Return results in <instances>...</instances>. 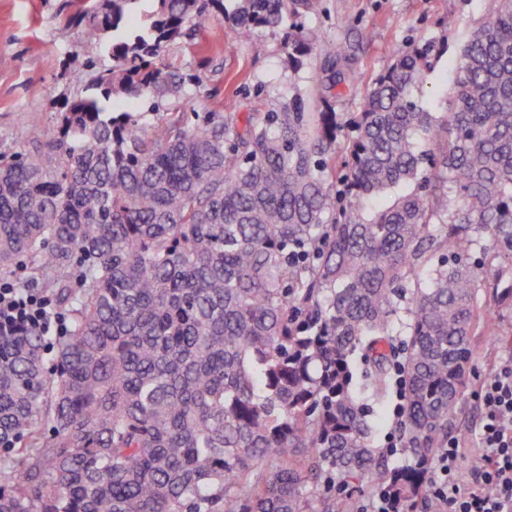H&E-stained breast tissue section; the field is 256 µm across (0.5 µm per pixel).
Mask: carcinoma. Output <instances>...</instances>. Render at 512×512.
Returning <instances> with one entry per match:
<instances>
[{
  "label": "carcinoma",
  "instance_id": "carcinoma-1",
  "mask_svg": "<svg viewBox=\"0 0 512 512\" xmlns=\"http://www.w3.org/2000/svg\"><path fill=\"white\" fill-rule=\"evenodd\" d=\"M140 2H88L76 21L112 66L51 137L0 152V280L68 319L50 345L0 334V512H358L347 494L315 508L328 474L416 512L427 470L387 466L367 401L400 383V452L426 464L472 336L512 347L485 318L512 308V0H487L440 117L413 97L425 41L346 121L341 51L317 112L294 93L155 129L187 94L168 44L279 28L297 72L322 33L298 22L310 0Z\"/></svg>",
  "mask_w": 512,
  "mask_h": 512
}]
</instances>
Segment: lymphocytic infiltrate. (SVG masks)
<instances>
[{"instance_id": "1", "label": "lymphocytic infiltrate", "mask_w": 512, "mask_h": 512, "mask_svg": "<svg viewBox=\"0 0 512 512\" xmlns=\"http://www.w3.org/2000/svg\"><path fill=\"white\" fill-rule=\"evenodd\" d=\"M59 317L40 292L0 281V333L35 329L50 334ZM479 401L482 420L473 435L472 476L462 473L463 441L449 438L433 466L440 512H512V358L494 365Z\"/></svg>"}]
</instances>
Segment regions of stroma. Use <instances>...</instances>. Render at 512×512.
Returning <instances> with one entry per match:
<instances>
[{"label":"stroma","instance_id":"1","mask_svg":"<svg viewBox=\"0 0 512 512\" xmlns=\"http://www.w3.org/2000/svg\"><path fill=\"white\" fill-rule=\"evenodd\" d=\"M81 0H0V151L19 150L34 137L48 138L65 101L84 94L95 71L112 60L97 44L86 42L75 16ZM485 0H311L305 26L320 29L325 42L299 72L287 71L281 34H247L225 26L224 40L207 39L168 46L164 61L199 80V89L165 104L168 112L268 111L274 94L297 92L319 108L326 57L334 48L349 49L361 79L335 99L336 111H357L376 76L410 43L445 42L446 50L427 83L413 95L433 114L447 107L451 89L448 63L480 25ZM512 356L490 341L473 339L469 387L459 401L450 429L459 435L479 426L478 394L489 367Z\"/></svg>","mask_w":512,"mask_h":512}]
</instances>
